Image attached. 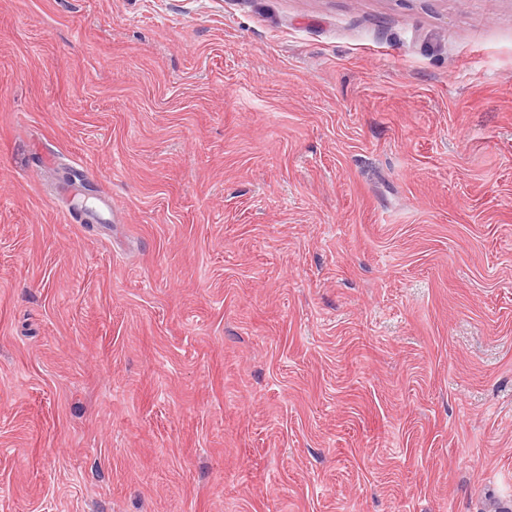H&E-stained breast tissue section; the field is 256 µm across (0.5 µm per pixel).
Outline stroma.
Here are the masks:
<instances>
[{
  "label": "stroma",
  "instance_id": "obj_1",
  "mask_svg": "<svg viewBox=\"0 0 512 512\" xmlns=\"http://www.w3.org/2000/svg\"><path fill=\"white\" fill-rule=\"evenodd\" d=\"M490 494L512 0H0V512Z\"/></svg>",
  "mask_w": 512,
  "mask_h": 512
}]
</instances>
